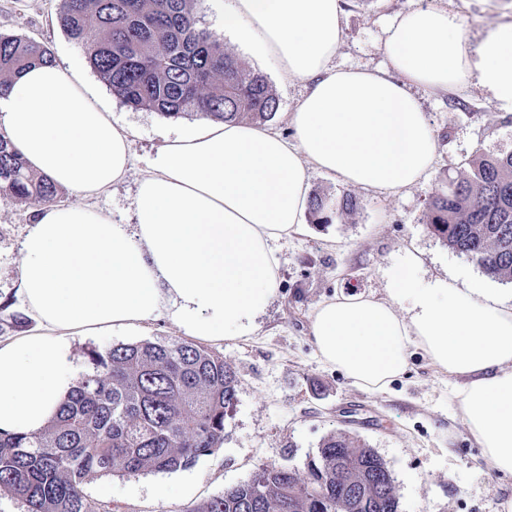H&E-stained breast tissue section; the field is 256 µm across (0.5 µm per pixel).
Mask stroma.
Masks as SVG:
<instances>
[{
    "label": "stroma",
    "instance_id": "stroma-1",
    "mask_svg": "<svg viewBox=\"0 0 512 512\" xmlns=\"http://www.w3.org/2000/svg\"><path fill=\"white\" fill-rule=\"evenodd\" d=\"M434 4L457 14L470 43L502 22H512V0H343V38L335 63L344 68L386 65V29L400 13ZM61 0H0V33L22 35L51 45L57 62L81 71L112 108L113 118L134 131V166L128 177L95 201L117 224H134L137 182L165 140L189 125L122 104L91 69L84 50L62 32ZM205 27L253 69L261 71L279 99L268 129L290 136L287 115L305 92L304 82H281L271 63L226 32L212 0L195 4ZM437 138L428 175L416 186L376 191L346 186L329 175L310 174L311 191L333 197L353 192L359 207L328 224L304 222L299 232L276 244L278 289L254 332L208 342L236 374V403L226 420L224 442L211 455L172 472L125 477L99 476L85 496L103 512H195L205 500L247 480L256 468L292 467L306 474L323 439L346 431L373 448L387 463L399 496V512H503L512 499V477L497 474L465 426L460 382L439 372L418 346H410L408 368L385 391L354 386L326 365L310 336L314 310L336 295L384 296L388 276L406 252L421 259L419 280L442 277L457 286H480L512 298V282L491 278L449 249L426 226L432 194L458 167L477 155L512 152V112L490 94L470 87L460 95L415 89ZM33 205L0 194V342L36 331L37 321L17 292L21 241ZM167 319L112 336H75L71 355L79 370L90 366L91 350L141 340L184 341ZM190 481L191 495L155 499L157 484Z\"/></svg>",
    "mask_w": 512,
    "mask_h": 512
}]
</instances>
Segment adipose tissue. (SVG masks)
<instances>
[{
  "label": "adipose tissue",
  "mask_w": 512,
  "mask_h": 512,
  "mask_svg": "<svg viewBox=\"0 0 512 512\" xmlns=\"http://www.w3.org/2000/svg\"><path fill=\"white\" fill-rule=\"evenodd\" d=\"M225 30L267 55L306 92L289 114L292 138L250 123L202 119L161 145L137 186L134 227L94 204L133 164L119 125L81 73L36 64L0 91V130L29 166L75 202L36 209L21 242L19 294L36 332L0 344V432L45 427L75 386L69 339L167 318L192 338L249 336L274 297L273 241L297 232L309 173L400 190L419 183L436 138L413 88L487 91L512 110V22L469 45L456 14L426 7L387 30L384 71L337 67L340 0H225ZM408 255L387 296L320 303L310 335L322 361L381 391L417 344L462 379L466 428L492 468L512 476V303L484 288L416 280Z\"/></svg>",
  "instance_id": "adipose-tissue-1"
}]
</instances>
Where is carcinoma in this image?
Returning a JSON list of instances; mask_svg holds the SVG:
<instances>
[{
	"mask_svg": "<svg viewBox=\"0 0 512 512\" xmlns=\"http://www.w3.org/2000/svg\"><path fill=\"white\" fill-rule=\"evenodd\" d=\"M195 0H62L59 24L121 102L167 117L271 120L279 100L267 77L201 26ZM54 62L41 41L0 33V89L22 69ZM0 193L47 204L58 189L0 133ZM358 208L349 193L312 195L308 216L329 224ZM427 226L488 275L512 281V152L478 155L430 199ZM236 374L224 358L186 342L119 344L93 351L91 368L44 430L0 432V493L24 512H98L83 485L98 476L187 468L224 441ZM379 501H353L336 481ZM196 512H399L394 478L377 452L346 432L321 443L301 477L260 467Z\"/></svg>",
	"mask_w": 512,
	"mask_h": 512,
	"instance_id": "cac0c4a2",
	"label": "carcinoma"
}]
</instances>
